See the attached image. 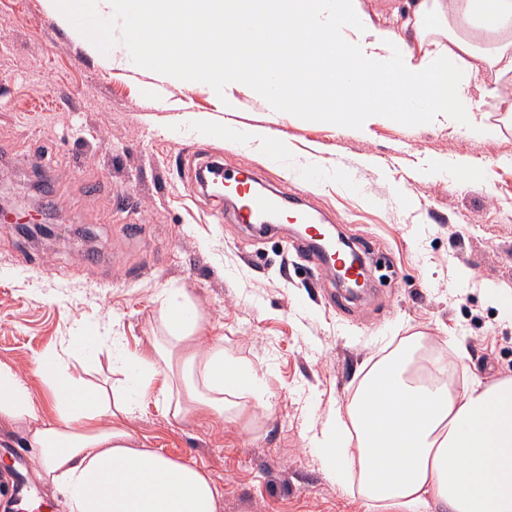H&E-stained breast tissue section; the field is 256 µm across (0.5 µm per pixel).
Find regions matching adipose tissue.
Segmentation results:
<instances>
[{"label": "adipose tissue", "mask_w": 512, "mask_h": 512, "mask_svg": "<svg viewBox=\"0 0 512 512\" xmlns=\"http://www.w3.org/2000/svg\"><path fill=\"white\" fill-rule=\"evenodd\" d=\"M66 27L99 43L97 22L124 18L136 62L156 80L207 81L219 111H238L249 85L277 105L335 127H458L484 100L512 112V0H416L411 18L387 26L359 0H51ZM489 70L479 97L468 89ZM422 109L410 111V102ZM162 342L112 358L115 381L76 375V350L93 355L97 331L80 326L43 353L34 373L53 400L45 414L26 381L0 362V427L35 448L42 483L61 512H222L224 492L200 467L140 444L129 427L144 394L174 420L201 410L240 419L239 400L269 408L268 388L244 361L198 338L196 308L161 300ZM451 350L413 338L366 373L345 412L328 416L312 446L328 472L357 466L363 497L389 512H512V377L448 380Z\"/></svg>", "instance_id": "adipose-tissue-1"}]
</instances>
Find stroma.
<instances>
[{
    "instance_id": "35a3bbf8",
    "label": "stroma",
    "mask_w": 512,
    "mask_h": 512,
    "mask_svg": "<svg viewBox=\"0 0 512 512\" xmlns=\"http://www.w3.org/2000/svg\"><path fill=\"white\" fill-rule=\"evenodd\" d=\"M98 52L89 57L46 0H0V194L36 217L43 180L55 194L52 236L0 223V362L48 403L34 360L70 328H113L137 352L163 333L161 294L180 292L206 340L265 376L271 407L249 400L236 423L206 412L178 423L153 387L136 436L204 469L224 491V512H376L358 480L324 469L309 440L378 359L419 333L441 348L465 337L455 382L512 376V318L492 297L512 293V115L485 106L456 131L377 122L361 133L272 110L241 87L223 123L287 142V158L274 162L195 126L218 113L207 82L165 85L181 115L173 122L145 98L147 70L105 65L118 52L110 42ZM193 156L308 190L309 205L394 277L369 303L333 298V277L313 275L294 234L257 239L218 221L225 203L195 183ZM439 157L446 169L433 168ZM469 161L481 187L460 177ZM88 251L98 266L83 263ZM17 452L32 453L23 435L1 432L0 512L11 507Z\"/></svg>"
}]
</instances>
